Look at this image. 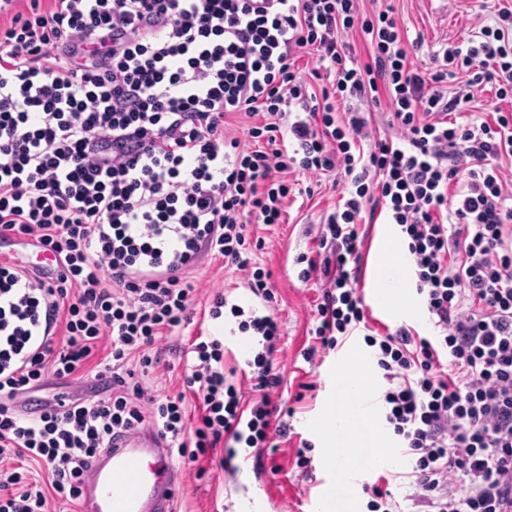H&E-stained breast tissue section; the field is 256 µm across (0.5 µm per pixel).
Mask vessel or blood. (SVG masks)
<instances>
[{"instance_id":"obj_1","label":"vessel or blood","mask_w":512,"mask_h":512,"mask_svg":"<svg viewBox=\"0 0 512 512\" xmlns=\"http://www.w3.org/2000/svg\"><path fill=\"white\" fill-rule=\"evenodd\" d=\"M336 390L327 413L352 423L370 416L373 399L355 390L342 376H325ZM176 471L163 439L144 431L124 440L116 449L96 456L81 483L83 512H173Z\"/></svg>"}]
</instances>
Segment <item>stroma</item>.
<instances>
[{
    "mask_svg": "<svg viewBox=\"0 0 512 512\" xmlns=\"http://www.w3.org/2000/svg\"><path fill=\"white\" fill-rule=\"evenodd\" d=\"M382 5L392 6L409 37H421L422 46L414 56V64L428 62L432 52L447 43H461L471 36L468 15L492 16L498 0H381ZM300 188L310 189V197H296L288 204L283 221L274 226L256 225L254 232L265 240V247L255 259L262 268L271 271V282L277 300L274 315L280 325V340L274 355V364L284 382L278 393L284 407L293 411L287 424L289 431L282 440L275 457H256L254 449L240 448L232 461L231 469L209 467L204 477H196L193 466L183 458H174L179 475L175 486V512H315L323 501L325 486L334 482L336 471L326 464L328 448L320 438L318 428L328 417L325 402L333 398L332 389L325 386V374L335 370L337 363H345L347 375L364 390L380 392L384 381L371 356V350L362 337L350 338L339 349L324 357L306 362L303 351L312 344L310 330L314 326L313 311L321 296L317 281L302 282L298 274L300 265L295 262L302 253H311L313 239L324 213L332 211L340 199L339 190L333 189L331 176L301 174L297 177ZM388 230L384 221L367 225L360 271L361 289L370 288L380 264H387L396 283L390 294L391 314H379L368 308L370 326L377 330L408 324L422 336L433 337L436 330L410 281L413 277L406 255V245L401 238H394L389 250H381L380 243ZM199 289L195 300L196 315L185 329L183 336L174 342L159 341L157 347L164 361L163 367L145 377L149 392L156 396L172 395L182 390V369L179 358L188 351L192 341L199 336H215L224 343V367L234 370V382H242L241 370L247 359L253 358L257 346L249 334L240 332L238 322L231 315L213 320L204 317L212 295L223 292L229 302L253 308L262 307L261 298L247 288L243 273L225 269L222 260L205 259L191 272ZM311 384L312 389L301 392V384ZM309 442L311 463L308 469L295 465V453L301 442ZM380 453L387 462L358 475L349 499H333L334 512H368L371 496L367 485L378 477L388 479V488L402 512H409L408 488L397 480V473L409 469L407 457L398 448L396 437L383 431ZM278 465V472H271V465Z\"/></svg>",
    "mask_w": 512,
    "mask_h": 512,
    "instance_id": "stroma-1",
    "label": "stroma"
}]
</instances>
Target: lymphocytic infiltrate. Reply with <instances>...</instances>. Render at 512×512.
Returning a JSON list of instances; mask_svg holds the SVG:
<instances>
[{"label": "lymphocytic infiltrate", "instance_id": "1", "mask_svg": "<svg viewBox=\"0 0 512 512\" xmlns=\"http://www.w3.org/2000/svg\"><path fill=\"white\" fill-rule=\"evenodd\" d=\"M362 35L367 63L347 62ZM392 7L364 0H10L0 8V244L52 253L54 265L0 263V456L34 461L30 478L0 465V512H48L80 499L102 449L151 425L190 463L237 445L277 450L287 434L273 400L279 324L216 294L259 350L253 402L224 373L219 339L194 345L184 377L202 399L188 426L183 395H149L151 350L191 321L188 278L206 257L248 274L254 223H279L295 170L335 174L344 192L301 255L320 278L314 344L357 331L387 387L385 421L411 461L415 512H512V112L460 123L474 92L512 98V5L471 39L414 66ZM314 52L332 75L315 90L295 68ZM357 97L389 108L388 135ZM251 123L254 149L227 135ZM384 212L407 243L415 288L437 334L402 324L368 331L358 287L366 214ZM111 362L92 371L101 342ZM112 387L92 400L59 392L28 416L48 378Z\"/></svg>", "mask_w": 512, "mask_h": 512}]
</instances>
